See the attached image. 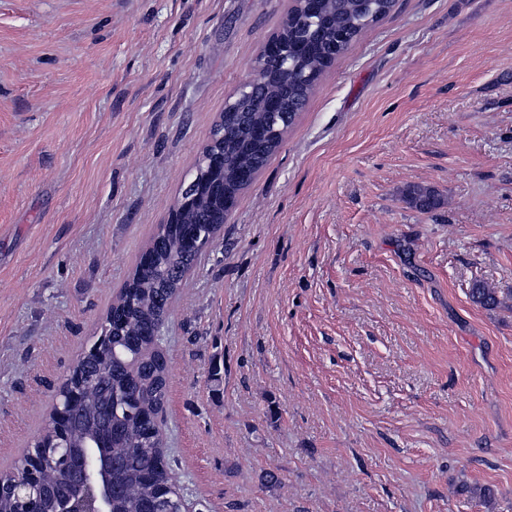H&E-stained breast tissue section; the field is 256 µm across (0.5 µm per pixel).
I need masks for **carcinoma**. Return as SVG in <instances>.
<instances>
[{"label": "carcinoma", "mask_w": 512, "mask_h": 512, "mask_svg": "<svg viewBox=\"0 0 512 512\" xmlns=\"http://www.w3.org/2000/svg\"><path fill=\"white\" fill-rule=\"evenodd\" d=\"M395 0H327L325 11L312 23L303 7L294 6L279 30L284 47L263 48L269 83L279 94V125L288 129V113L307 103L322 74L363 32L388 16ZM271 124L263 89L224 114V127L214 126L204 150L219 155L223 170L199 171L182 193L191 199L177 224H162L139 255L134 268L106 311L103 323L112 335L102 345L88 346L66 378V391L81 400L68 421L65 436L49 416L40 434L37 512H59L63 463L59 443L74 452L107 444L112 455V512H175L181 488L178 461L165 442L168 361L155 330L163 327L187 274L224 228V215L236 208L247 188L242 175L258 173L280 148L283 139L261 140L257 130ZM405 201L420 211H432L441 198L431 187L411 185ZM474 303L499 304L494 289L478 283L471 289Z\"/></svg>", "instance_id": "obj_1"}]
</instances>
